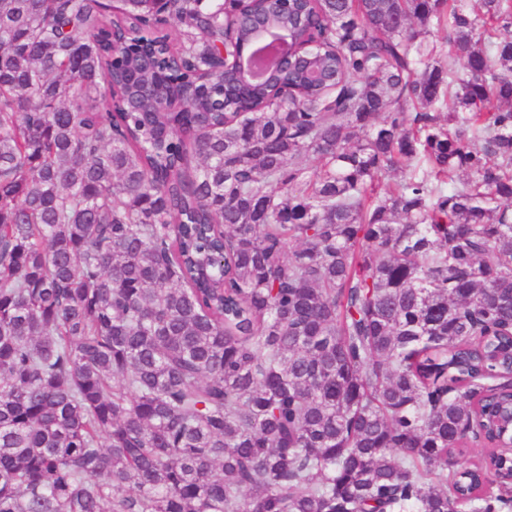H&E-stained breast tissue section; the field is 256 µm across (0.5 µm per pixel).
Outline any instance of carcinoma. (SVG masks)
I'll return each mask as SVG.
<instances>
[{"mask_svg":"<svg viewBox=\"0 0 512 512\" xmlns=\"http://www.w3.org/2000/svg\"><path fill=\"white\" fill-rule=\"evenodd\" d=\"M478 2L281 0L329 79L226 89L264 0H0V512L512 509V0Z\"/></svg>","mask_w":512,"mask_h":512,"instance_id":"1","label":"carcinoma"}]
</instances>
